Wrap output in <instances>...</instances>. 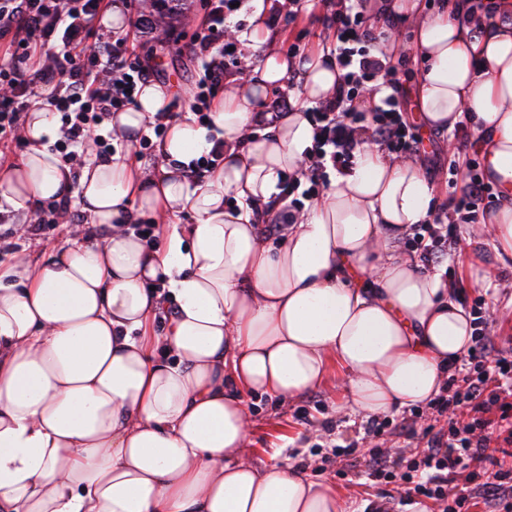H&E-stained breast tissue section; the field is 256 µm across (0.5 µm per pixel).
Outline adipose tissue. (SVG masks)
I'll use <instances>...</instances> for the list:
<instances>
[{
	"instance_id": "1",
	"label": "adipose tissue",
	"mask_w": 512,
	"mask_h": 512,
	"mask_svg": "<svg viewBox=\"0 0 512 512\" xmlns=\"http://www.w3.org/2000/svg\"><path fill=\"white\" fill-rule=\"evenodd\" d=\"M239 36L261 52L256 79L231 81L209 125L186 116L159 144L157 172L129 155L89 158L80 172L50 146L51 112L34 104L29 151L0 172V204L33 212L70 196L96 234L43 262L0 266V512H346L330 481L289 463H248L247 397L294 399L345 373L348 412L386 416L427 405L469 347L472 318L441 270L400 242L423 223L435 188L415 158L361 136L356 158L318 200L262 234L285 175L300 174L315 130L305 103L331 99L336 59H287L269 41L268 0ZM473 13L467 0L411 17L423 60L417 108L426 126L470 115L484 175L500 204L486 225L496 259L512 260V0ZM279 120L258 90L285 85ZM169 95L142 88L108 122L132 146ZM224 163L192 184L189 165L215 144ZM191 211L194 221L176 223ZM155 222V243L133 225Z\"/></svg>"
}]
</instances>
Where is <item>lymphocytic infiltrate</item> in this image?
I'll return each mask as SVG.
<instances>
[{"label": "lymphocytic infiltrate", "instance_id": "obj_1", "mask_svg": "<svg viewBox=\"0 0 512 512\" xmlns=\"http://www.w3.org/2000/svg\"><path fill=\"white\" fill-rule=\"evenodd\" d=\"M207 22L193 39V54L203 74L193 88L191 107L211 108L224 87V59L231 43L224 30L235 16L237 0H201ZM112 0H0V155L23 145L19 129L25 122L34 85L52 87L49 112L61 118L58 150L68 160L84 164L83 146L93 141L100 158L112 156L111 134L105 133L112 113L135 104L139 83L151 65L141 57L135 31L101 32L92 26L102 18ZM362 12L340 6L331 13L335 39L329 49L342 71L336 94L319 104L316 112V148L303 162L299 179L288 181L287 197L303 192L314 199L328 171L349 168L361 129L388 150L412 154L418 141L403 116L404 90L394 87L370 114L357 112L355 94L383 68L370 51L358 52V43L374 42L371 26ZM465 155L459 194L452 213L434 215L427 228L431 245L425 261L434 262L457 252V220L475 222L480 206L493 194L475 174L476 159L467 155L466 141H459ZM446 427L428 437L420 462L402 470L387 451L371 453L368 476L384 485L370 512H395L412 504L414 497L432 500L437 512H454L459 501L455 483L466 477L474 491L466 501L472 512H512V355L480 337L455 363L444 395L431 404ZM413 487L408 496L388 492L389 484Z\"/></svg>", "mask_w": 512, "mask_h": 512}]
</instances>
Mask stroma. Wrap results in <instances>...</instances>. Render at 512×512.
I'll list each match as a JSON object with an SVG mask.
<instances>
[{
    "label": "stroma",
    "mask_w": 512,
    "mask_h": 512,
    "mask_svg": "<svg viewBox=\"0 0 512 512\" xmlns=\"http://www.w3.org/2000/svg\"><path fill=\"white\" fill-rule=\"evenodd\" d=\"M323 16L324 9L320 6L293 15L280 10L269 16L268 27L279 50H287L289 43L296 42L305 45L311 54L326 36ZM203 20L199 0H194L186 20L145 33L142 50L150 55L152 81L168 91L169 111L176 118L189 112L188 91L201 76L192 42ZM393 22L399 33V46L390 58V77L402 82L407 92L405 117L422 138L417 156L436 188L438 204L447 205L460 181L455 169V140L452 133L432 131L421 123L415 103V77L421 60L413 50L414 31L403 15H395ZM33 221V215L29 214L23 224L14 225L9 247L0 250L1 263L10 262L17 255L39 261L71 236L72 227L66 223L58 224L43 236L30 235L25 227ZM493 255L492 243L486 238L478 246L464 248L462 254L443 257L441 263L448 278L461 288L464 308L473 316L485 317L487 336L497 348L505 350L512 346V262H496ZM477 267L483 269L484 280L472 278L471 272ZM248 411L252 423V462L264 465L280 457H290L299 465L315 463L316 477L331 479L348 512H364L366 508L372 489L361 461L373 447L392 449L394 457L406 461L416 456V436H401L390 430L372 438L365 432L364 416L338 413L336 382L332 379L319 390L292 401L252 397ZM351 444L357 447L353 455H335V447Z\"/></svg>",
    "instance_id": "obj_1"
}]
</instances>
